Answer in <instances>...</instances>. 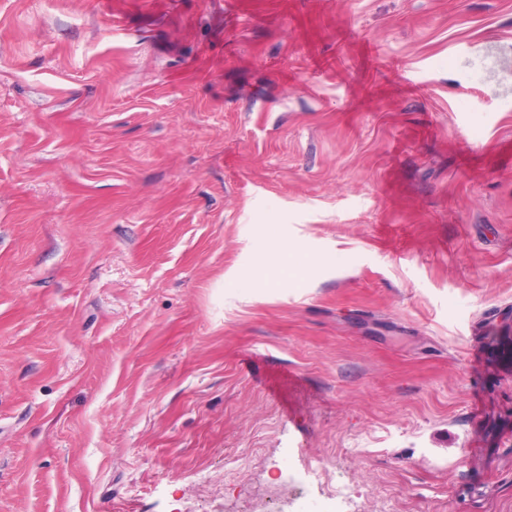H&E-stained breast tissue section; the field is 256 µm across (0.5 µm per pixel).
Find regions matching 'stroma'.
<instances>
[{
    "instance_id": "stroma-1",
    "label": "stroma",
    "mask_w": 512,
    "mask_h": 512,
    "mask_svg": "<svg viewBox=\"0 0 512 512\" xmlns=\"http://www.w3.org/2000/svg\"><path fill=\"white\" fill-rule=\"evenodd\" d=\"M314 468L512 512V0H0V512Z\"/></svg>"
}]
</instances>
